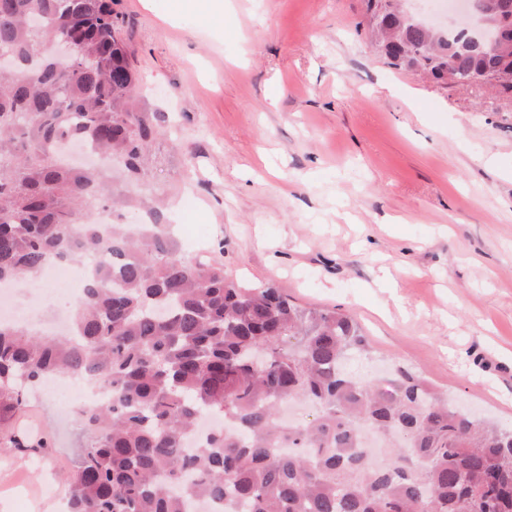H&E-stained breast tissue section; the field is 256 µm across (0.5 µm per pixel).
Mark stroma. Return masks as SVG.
Returning a JSON list of instances; mask_svg holds the SVG:
<instances>
[{
  "label": "stroma",
  "mask_w": 512,
  "mask_h": 512,
  "mask_svg": "<svg viewBox=\"0 0 512 512\" xmlns=\"http://www.w3.org/2000/svg\"><path fill=\"white\" fill-rule=\"evenodd\" d=\"M158 132L126 221L161 208L182 257L355 315L395 361L512 427V93L395 69L364 0H116ZM48 436L44 455L14 434ZM86 438L43 393L0 417V512H63Z\"/></svg>",
  "instance_id": "35a3bbf8"
}]
</instances>
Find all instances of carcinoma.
Returning a JSON list of instances; mask_svg holds the SVG:
<instances>
[{
    "mask_svg": "<svg viewBox=\"0 0 512 512\" xmlns=\"http://www.w3.org/2000/svg\"><path fill=\"white\" fill-rule=\"evenodd\" d=\"M502 43L376 20L395 67L436 80L512 72V0H480ZM112 0H0V284L35 286L53 258H92L69 338L0 323V415L54 375H93L109 398L85 407L88 438L67 512H512V428L479 421L396 364L346 369L369 343L337 308H305L273 284L245 286L217 260L178 255L169 225L96 224L123 203L110 175L59 165L75 139L124 159L134 179L156 129L135 108V72ZM66 40L68 59L51 48ZM205 414L224 421L194 446ZM366 430L390 440L386 459Z\"/></svg>",
    "mask_w": 512,
    "mask_h": 512,
    "instance_id": "1",
    "label": "carcinoma"
}]
</instances>
